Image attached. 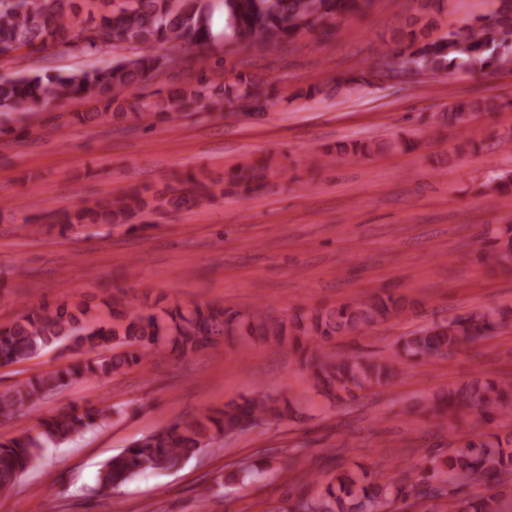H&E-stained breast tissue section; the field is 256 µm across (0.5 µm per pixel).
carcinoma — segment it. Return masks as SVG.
Masks as SVG:
<instances>
[{
  "instance_id": "carcinoma-1",
  "label": "carcinoma",
  "mask_w": 512,
  "mask_h": 512,
  "mask_svg": "<svg viewBox=\"0 0 512 512\" xmlns=\"http://www.w3.org/2000/svg\"><path fill=\"white\" fill-rule=\"evenodd\" d=\"M371 0H124L119 10L103 14L91 25L77 27L74 0H0V56L21 49L38 52L49 46L76 44L99 50L126 45L159 46L154 53L112 60L90 69L55 70L35 75L0 76V112H44L70 101L83 99L100 104L96 112L76 113L80 120L107 121L112 106L129 110L143 119L165 120L183 112L251 111L267 91L239 76L230 84L214 87L202 74L195 85L177 86L167 96L149 99L126 96L148 76L163 72V62H181L203 48L221 42L235 43L259 52L279 48L309 34L330 29L337 22L366 10ZM227 13L224 32H212L215 11ZM79 28L78 37L71 36ZM392 55L411 61L432 76L449 70L487 71L512 65V0H492V8L476 23L460 26L432 39L421 28L402 33ZM500 105L491 99L459 100L444 116L447 124L465 128L466 117L494 112ZM267 163L253 164L230 174L228 182L248 192L259 182ZM213 196L211 185L193 177L177 179L166 192L151 199L144 191L130 188L104 204L65 210L59 224H123L149 207L180 208ZM491 266L512 265V227L505 228L485 254ZM405 304L388 294L366 302H351L333 309L299 313L285 322L266 316L256 308L248 317L220 305L196 306L190 310L164 311V315L134 313L116 327L106 319L90 321L86 310L71 311L41 306L0 327V365L20 363L40 351L68 340L89 351L108 348L84 361L66 364L0 392V419L32 409L46 395L81 379L120 374L141 363L161 346L188 355L244 328L274 346L288 344L293 350L309 349L338 336L364 331L381 319L401 314ZM512 328V310L474 311L444 323L436 322L403 337L393 352L364 361L327 358L315 352L306 357L311 384L330 401H344L357 392L391 387L400 365L411 359L447 357L480 340ZM473 410L485 420L500 418L512 427V383L486 380L430 396L421 410L441 420L457 418ZM288 416L268 396L255 394L210 410L191 421L172 424L135 441L106 460L99 469L96 489L117 490L147 471L178 468L212 446L226 434L246 425ZM109 413L96 408H71L44 418L39 430L0 440V495L13 490L41 451L82 435ZM512 475V435L502 439H466L448 453L434 456L423 471H402L384 482H365L347 473L337 477L316 497L298 503L301 512H426L420 488L438 484L446 489L448 512H503L496 495L459 499L464 489L504 483Z\"/></svg>"
}]
</instances>
